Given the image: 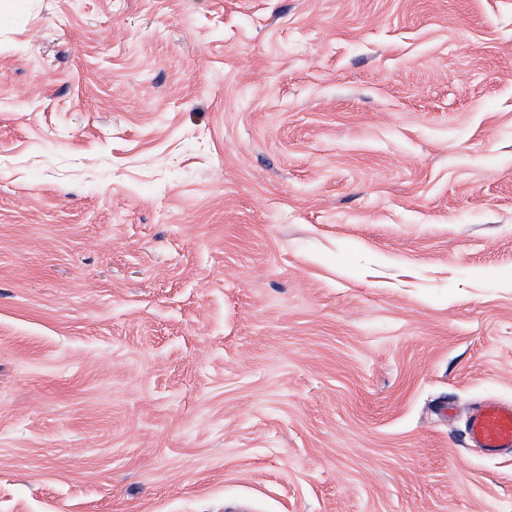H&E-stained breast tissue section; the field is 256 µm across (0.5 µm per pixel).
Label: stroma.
<instances>
[{"mask_svg": "<svg viewBox=\"0 0 512 512\" xmlns=\"http://www.w3.org/2000/svg\"><path fill=\"white\" fill-rule=\"evenodd\" d=\"M512 0H0V512H512ZM470 434L479 448H512V405L491 402L480 407L471 417Z\"/></svg>", "mask_w": 512, "mask_h": 512, "instance_id": "obj_1", "label": "stroma"}]
</instances>
